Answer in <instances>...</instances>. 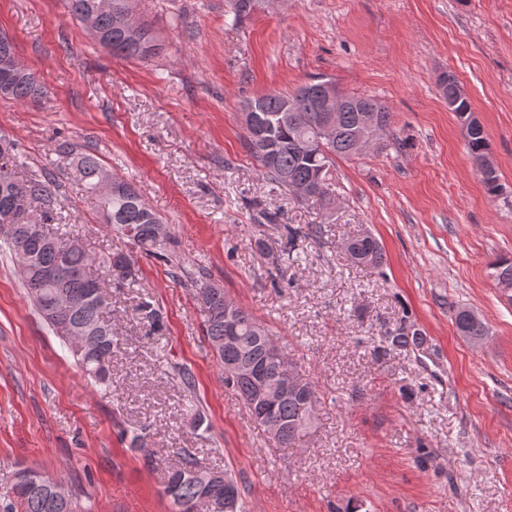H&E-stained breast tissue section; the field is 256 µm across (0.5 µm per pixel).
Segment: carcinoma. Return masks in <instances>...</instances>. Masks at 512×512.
Segmentation results:
<instances>
[{
	"mask_svg": "<svg viewBox=\"0 0 512 512\" xmlns=\"http://www.w3.org/2000/svg\"><path fill=\"white\" fill-rule=\"evenodd\" d=\"M129 0H66L70 14L78 21L87 15L96 21L92 37L112 53L128 59L151 61L164 55L169 43L143 18L134 31L127 21ZM47 87L19 60L12 41L0 36V98L18 102L46 96ZM354 105L338 118L337 127L329 136L319 134L325 114L318 111L314 99L305 98L301 88L292 92L272 90L239 104L246 126L243 137L247 152L257 163L259 176L272 185L289 189L302 187L309 194L301 200L325 209L335 204L336 188L332 182L331 167L337 157H353L354 141L365 129V115L372 113L385 129L392 125V113L378 99L359 94L351 95ZM298 102L295 111H286L289 100ZM465 146L472 157L489 153V141L484 127L461 125ZM58 152L69 159L75 177L97 203L101 223L116 234L127 238L140 253L167 263H173L175 240L172 234L159 241L158 228L162 218L141 198L124 179L112 176V191L99 189L100 177L106 167L91 153L77 152L64 142ZM23 162L16 145L0 136V243L12 248L11 237H26L28 261L16 266V274L24 285L31 303L41 318L62 340L79 368L94 383L109 387L110 361L114 331L108 319L112 302H102L96 288L112 293L109 284L133 285L138 280V269L132 257L124 252H110L93 256L82 241L67 232L52 233L44 226L52 224L56 215L55 185L52 178L21 180ZM26 185L35 201L26 208L15 196L18 184ZM31 224L43 226L36 235L27 234ZM300 231L283 225L284 239L276 261L286 263L293 259ZM345 251L358 264L377 269L383 264V252L378 241L370 235L347 240ZM197 290L212 289L202 310L203 332L219 366L236 362L249 371L224 377V384L238 393L247 408H252L254 379L260 377L269 384L281 382L277 366L267 357L264 337L271 329L249 310L238 307L235 335L239 346L224 344V289L212 287L211 280L200 273L193 278ZM136 311L144 324L158 328L161 314L144 300ZM454 323L463 338L477 342L487 334L486 323L473 310L459 307L454 310ZM421 333L408 334L397 330L383 336L382 342L392 347L420 344ZM316 388L306 379L303 386L288 394L273 410L271 420L281 424V433L275 441L278 448H290L315 422ZM198 467L185 455L181 467L170 472L165 494L170 497L177 512H194L201 498L213 502V512H224V477L204 485L187 475ZM36 481L16 482L14 500L0 512H78L76 495L66 501H56L50 494L54 477L37 469H30Z\"/></svg>",
	"mask_w": 512,
	"mask_h": 512,
	"instance_id": "obj_1",
	"label": "carcinoma"
}]
</instances>
